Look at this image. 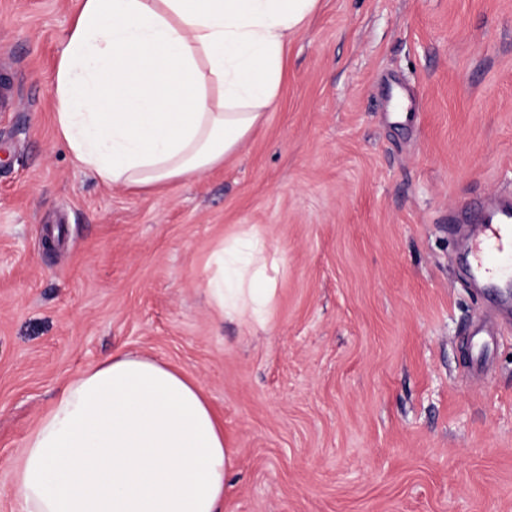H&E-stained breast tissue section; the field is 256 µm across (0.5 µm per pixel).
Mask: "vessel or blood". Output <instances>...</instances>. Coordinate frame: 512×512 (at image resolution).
Segmentation results:
<instances>
[{
    "label": "vessel or blood",
    "instance_id": "1",
    "mask_svg": "<svg viewBox=\"0 0 512 512\" xmlns=\"http://www.w3.org/2000/svg\"><path fill=\"white\" fill-rule=\"evenodd\" d=\"M468 265L477 279L512 274V205L503 204L476 225L468 249Z\"/></svg>",
    "mask_w": 512,
    "mask_h": 512
}]
</instances>
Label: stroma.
I'll return each instance as SVG.
<instances>
[{
	"label": "stroma",
	"instance_id": "obj_1",
	"mask_svg": "<svg viewBox=\"0 0 512 512\" xmlns=\"http://www.w3.org/2000/svg\"><path fill=\"white\" fill-rule=\"evenodd\" d=\"M77 9L0 0V512L64 383L118 350L200 385L235 452L222 512H512V307L455 220L512 193V0H319L240 149L145 189L58 137ZM253 225L278 265L263 330L206 288Z\"/></svg>",
	"mask_w": 512,
	"mask_h": 512
}]
</instances>
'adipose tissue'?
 I'll return each instance as SVG.
<instances>
[{
    "label": "adipose tissue",
    "mask_w": 512,
    "mask_h": 512,
    "mask_svg": "<svg viewBox=\"0 0 512 512\" xmlns=\"http://www.w3.org/2000/svg\"><path fill=\"white\" fill-rule=\"evenodd\" d=\"M318 0H80L60 52L56 129L107 184L190 179L234 153L275 102L282 53ZM228 319L266 326L275 290L258 228L208 261ZM200 386L121 351L66 384L24 442L18 512H221L234 466Z\"/></svg>",
    "instance_id": "adipose-tissue-1"
}]
</instances>
